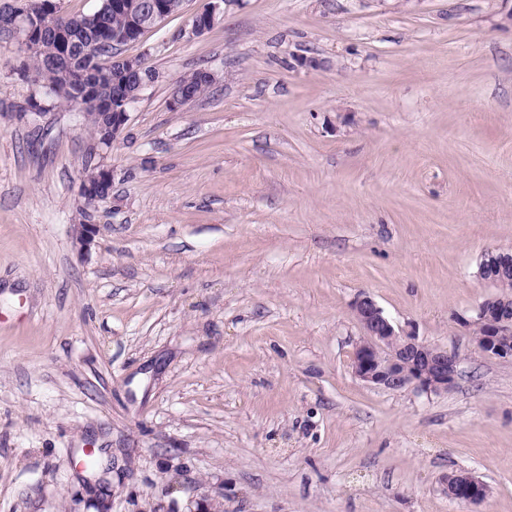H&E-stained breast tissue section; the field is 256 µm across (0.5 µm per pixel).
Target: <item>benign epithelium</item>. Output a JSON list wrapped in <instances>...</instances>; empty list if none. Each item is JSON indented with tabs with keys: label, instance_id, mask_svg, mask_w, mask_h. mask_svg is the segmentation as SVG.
<instances>
[{
	"label": "benign epithelium",
	"instance_id": "obj_1",
	"mask_svg": "<svg viewBox=\"0 0 512 512\" xmlns=\"http://www.w3.org/2000/svg\"><path fill=\"white\" fill-rule=\"evenodd\" d=\"M109 9L122 13L133 22L131 30L121 32L112 39V45L121 48L137 29L134 21L140 20L144 5L141 0H106ZM58 10L55 0H44L43 12L36 17L25 10H16L7 15L9 26L21 35V49L31 56L39 51L43 36L50 34L60 45L58 63L68 70L72 81L107 75L113 67L129 73L142 69L137 57L114 56L91 60L88 70L77 72L71 66L70 51L76 36L70 27H56L52 19ZM224 14V0H206L205 6L193 16L191 34L200 36L210 30ZM136 102L130 95L112 99L109 122L96 136L98 144L112 146L122 134L128 121V109ZM100 232L98 224L75 225L74 243L78 252L88 255L90 247ZM512 266V251L499 250L484 256L479 266L480 279L493 282L497 274ZM509 300L489 297L474 310V315H459L457 322L469 329L479 328L483 332L477 348L486 355L512 359V347L501 343V337L512 335V320L505 317ZM352 311L361 325L365 339L355 348L352 356L354 375L364 383L379 389L402 390L412 387L421 393L440 394L448 391L456 381L458 360L446 348L426 344L411 333L396 326L378 303L370 296L354 302ZM448 498L466 503L479 504L488 495L487 485L470 472L461 471L448 477Z\"/></svg>",
	"mask_w": 512,
	"mask_h": 512
}]
</instances>
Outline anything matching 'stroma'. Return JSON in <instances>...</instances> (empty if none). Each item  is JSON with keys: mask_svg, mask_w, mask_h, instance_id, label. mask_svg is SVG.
<instances>
[{"mask_svg": "<svg viewBox=\"0 0 512 512\" xmlns=\"http://www.w3.org/2000/svg\"><path fill=\"white\" fill-rule=\"evenodd\" d=\"M204 4L122 47L160 79L108 149L25 116L0 32V512H512V360L456 321L512 250V0H224L191 35ZM364 293L455 353L451 390L353 375ZM224 14V0H207L205 6L193 16L191 34L203 35L210 30L217 19ZM483 255H485L484 260L478 269L481 280L492 283L497 278V274L503 273L512 265L511 250H498L496 254ZM446 492L450 499L466 503H482L487 495V485L470 472L461 471L448 477Z\"/></svg>", "mask_w": 512, "mask_h": 512, "instance_id": "1", "label": "stroma"}]
</instances>
